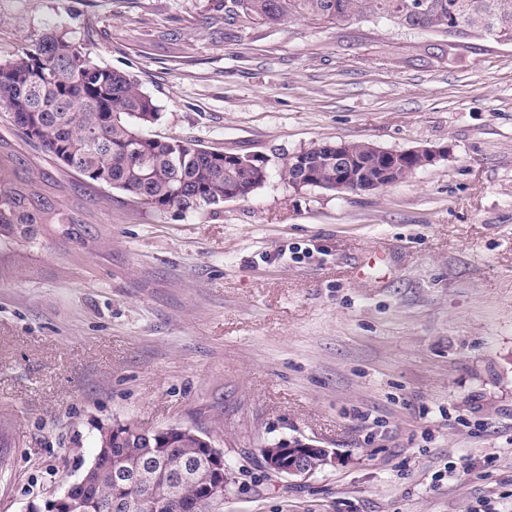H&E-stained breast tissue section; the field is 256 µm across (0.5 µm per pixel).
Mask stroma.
Here are the masks:
<instances>
[{"instance_id": "stroma-1", "label": "stroma", "mask_w": 512, "mask_h": 512, "mask_svg": "<svg viewBox=\"0 0 512 512\" xmlns=\"http://www.w3.org/2000/svg\"><path fill=\"white\" fill-rule=\"evenodd\" d=\"M56 31L157 105L145 134L250 156L244 200L163 214L24 139L69 224L0 243V512L63 491L101 428L191 426L224 512H512V44L427 54L359 22L224 28V0H0V60ZM437 160L372 192L294 189L289 155ZM300 438L332 464L269 474ZM200 441H203V445L209 446V455L207 462V473H206V489L216 491L221 486H224V451L220 448H216L215 445L199 436L195 435Z\"/></svg>"}]
</instances>
